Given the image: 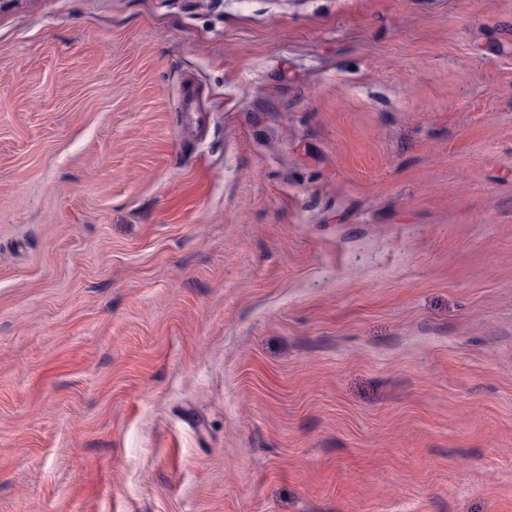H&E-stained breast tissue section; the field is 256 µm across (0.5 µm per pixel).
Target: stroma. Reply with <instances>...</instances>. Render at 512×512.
Listing matches in <instances>:
<instances>
[{
    "label": "stroma",
    "instance_id": "obj_1",
    "mask_svg": "<svg viewBox=\"0 0 512 512\" xmlns=\"http://www.w3.org/2000/svg\"><path fill=\"white\" fill-rule=\"evenodd\" d=\"M0 512H512V0H0Z\"/></svg>",
    "mask_w": 512,
    "mask_h": 512
}]
</instances>
